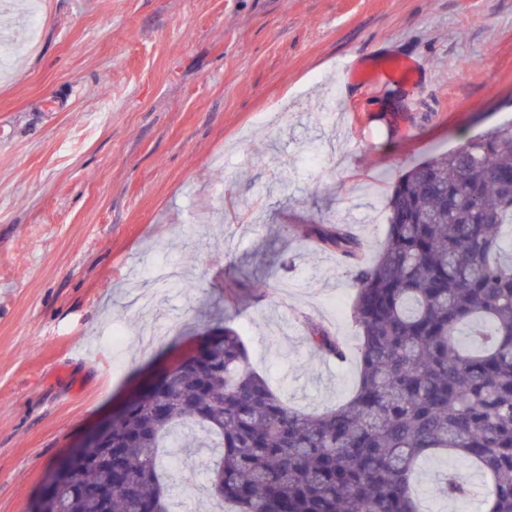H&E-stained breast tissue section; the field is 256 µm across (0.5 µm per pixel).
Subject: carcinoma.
Segmentation results:
<instances>
[{"mask_svg":"<svg viewBox=\"0 0 512 512\" xmlns=\"http://www.w3.org/2000/svg\"><path fill=\"white\" fill-rule=\"evenodd\" d=\"M386 210L370 260L348 224L294 230L352 275L360 369L348 401L317 415L288 406L240 333L210 328L29 512H171V487L192 480L170 465L175 449L211 446L210 493L235 512H424L418 465L438 455L482 475L485 512H512V123L408 170ZM305 326L318 355L347 361L341 337ZM437 490L473 493L457 472Z\"/></svg>","mask_w":512,"mask_h":512,"instance_id":"obj_1","label":"carcinoma"}]
</instances>
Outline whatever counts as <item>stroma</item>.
Instances as JSON below:
<instances>
[{"label": "stroma", "instance_id": "obj_1", "mask_svg": "<svg viewBox=\"0 0 512 512\" xmlns=\"http://www.w3.org/2000/svg\"><path fill=\"white\" fill-rule=\"evenodd\" d=\"M21 0L0 6V512H28L54 463L194 347L238 329L252 368L319 413L353 394L356 363L318 356L304 318L357 350L348 267L295 238L350 224L374 255L391 186L417 164L512 122V0ZM419 66L391 85L342 81L352 58ZM126 334L113 343L111 328ZM215 448L175 459L179 512H216ZM422 462L424 512L455 505Z\"/></svg>", "mask_w": 512, "mask_h": 512}]
</instances>
